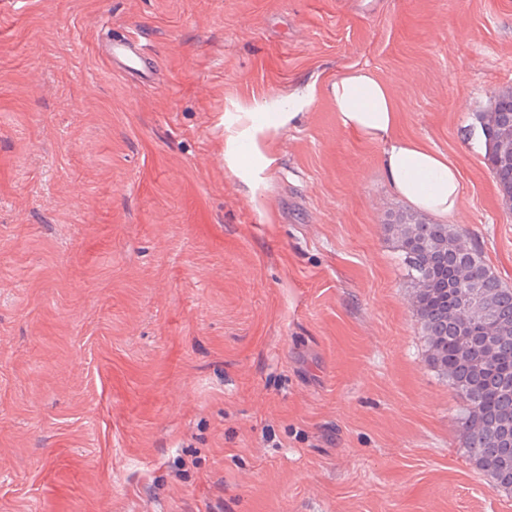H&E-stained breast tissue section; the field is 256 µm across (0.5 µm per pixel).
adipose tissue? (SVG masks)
Returning a JSON list of instances; mask_svg holds the SVG:
<instances>
[{
  "label": "adipose tissue",
  "instance_id": "obj_1",
  "mask_svg": "<svg viewBox=\"0 0 512 512\" xmlns=\"http://www.w3.org/2000/svg\"><path fill=\"white\" fill-rule=\"evenodd\" d=\"M327 94L343 129L382 145L386 178L400 197L413 208L440 217L458 213L463 185L457 166L446 155L399 134L396 100L374 71L348 69L328 83ZM301 105V100H291L287 111L270 113L260 122L253 113H240L236 126L224 136L227 166L247 174L252 185H259L273 163L263 151L265 141L285 128Z\"/></svg>",
  "mask_w": 512,
  "mask_h": 512
}]
</instances>
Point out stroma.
<instances>
[{"label":"stroma","instance_id":"1","mask_svg":"<svg viewBox=\"0 0 512 512\" xmlns=\"http://www.w3.org/2000/svg\"><path fill=\"white\" fill-rule=\"evenodd\" d=\"M363 66L512 288L476 120L512 0H0V512H512L427 360L410 207L325 93ZM310 86L249 189L225 120ZM104 57L114 66L119 65L122 69L129 71L137 65L140 57L145 55L143 49L134 43L107 46L103 50Z\"/></svg>","mask_w":512,"mask_h":512}]
</instances>
